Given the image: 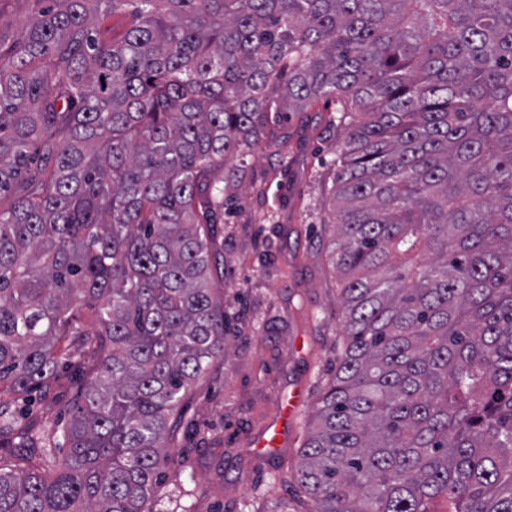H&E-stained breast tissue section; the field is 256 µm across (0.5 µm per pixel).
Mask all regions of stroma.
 Returning a JSON list of instances; mask_svg holds the SVG:
<instances>
[{
	"label": "stroma",
	"mask_w": 512,
	"mask_h": 512,
	"mask_svg": "<svg viewBox=\"0 0 512 512\" xmlns=\"http://www.w3.org/2000/svg\"><path fill=\"white\" fill-rule=\"evenodd\" d=\"M323 112L280 116L271 143L248 160L216 247L230 334L224 358L187 392L174 415L171 459L158 512H310L296 465L336 368L344 319L342 279L328 244L336 133ZM71 365L50 389L6 397L19 431L61 448L79 379L94 347L73 338ZM302 389L305 406L279 456L250 450L276 416L278 395Z\"/></svg>",
	"instance_id": "35a3bbf8"
}]
</instances>
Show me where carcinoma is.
I'll return each mask as SVG.
<instances>
[{"label": "carcinoma", "mask_w": 512, "mask_h": 512, "mask_svg": "<svg viewBox=\"0 0 512 512\" xmlns=\"http://www.w3.org/2000/svg\"><path fill=\"white\" fill-rule=\"evenodd\" d=\"M32 2L0 36V195L35 169L0 208V385L48 388L66 336L102 358L0 512H152L224 356L217 171L322 101L346 342L296 480L311 512H512V0Z\"/></svg>", "instance_id": "cac0c4a2"}]
</instances>
